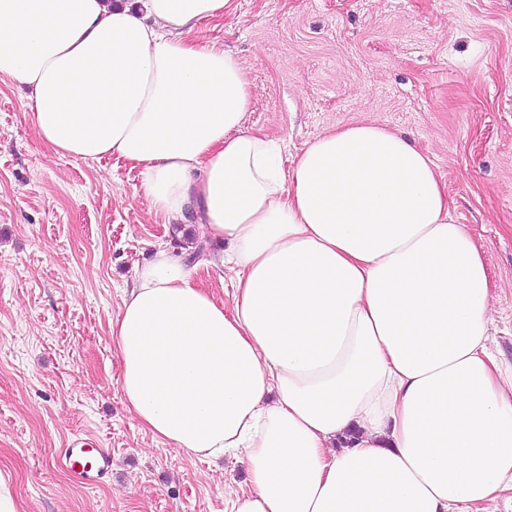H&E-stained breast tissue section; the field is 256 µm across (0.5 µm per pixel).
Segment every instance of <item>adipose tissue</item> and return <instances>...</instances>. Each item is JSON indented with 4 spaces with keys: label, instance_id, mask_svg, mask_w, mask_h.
<instances>
[{
    "label": "adipose tissue",
    "instance_id": "obj_1",
    "mask_svg": "<svg viewBox=\"0 0 512 512\" xmlns=\"http://www.w3.org/2000/svg\"><path fill=\"white\" fill-rule=\"evenodd\" d=\"M232 0H0V81L55 155L122 159L168 221L111 323L138 423L186 454L244 457L229 512H470L512 489V365L490 282L432 158L374 123L292 162L249 131L246 70L200 22ZM198 281L203 286L211 287V291H213L218 299L224 301L225 306L229 307L231 305V288L229 285L224 288V285L218 278V270H215L212 267H209L208 269L205 267L201 268L199 270Z\"/></svg>",
    "mask_w": 512,
    "mask_h": 512
}]
</instances>
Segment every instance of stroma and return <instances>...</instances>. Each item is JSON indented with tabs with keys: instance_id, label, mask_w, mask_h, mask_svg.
Here are the masks:
<instances>
[{
	"instance_id": "35a3bbf8",
	"label": "stroma",
	"mask_w": 512,
	"mask_h": 512,
	"mask_svg": "<svg viewBox=\"0 0 512 512\" xmlns=\"http://www.w3.org/2000/svg\"><path fill=\"white\" fill-rule=\"evenodd\" d=\"M198 36L244 62L245 127L288 158L358 122L428 153L487 265L491 348L512 363V0H235ZM23 103L0 82V471L22 512H225L244 465L144 430L110 336L155 245L184 241L137 171L52 155ZM81 432L112 451L93 489L51 464Z\"/></svg>"
}]
</instances>
